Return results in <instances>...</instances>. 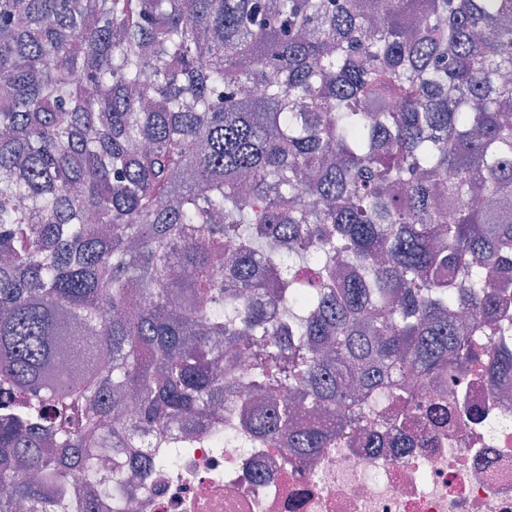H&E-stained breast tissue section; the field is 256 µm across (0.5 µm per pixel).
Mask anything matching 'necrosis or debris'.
Returning <instances> with one entry per match:
<instances>
[{"label":"necrosis or debris","mask_w":512,"mask_h":512,"mask_svg":"<svg viewBox=\"0 0 512 512\" xmlns=\"http://www.w3.org/2000/svg\"><path fill=\"white\" fill-rule=\"evenodd\" d=\"M406 389L358 406V433L309 457L229 415L173 459L175 432L149 434L153 468L99 512H512V373L452 370ZM365 430L382 447H366Z\"/></svg>","instance_id":"1"}]
</instances>
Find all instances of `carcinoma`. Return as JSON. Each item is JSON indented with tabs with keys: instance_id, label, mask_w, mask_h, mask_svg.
<instances>
[{
	"instance_id": "cac0c4a2",
	"label": "carcinoma",
	"mask_w": 512,
	"mask_h": 512,
	"mask_svg": "<svg viewBox=\"0 0 512 512\" xmlns=\"http://www.w3.org/2000/svg\"><path fill=\"white\" fill-rule=\"evenodd\" d=\"M509 279L512 0H0V512H93L230 394L312 454L297 401L507 374L462 340Z\"/></svg>"
}]
</instances>
